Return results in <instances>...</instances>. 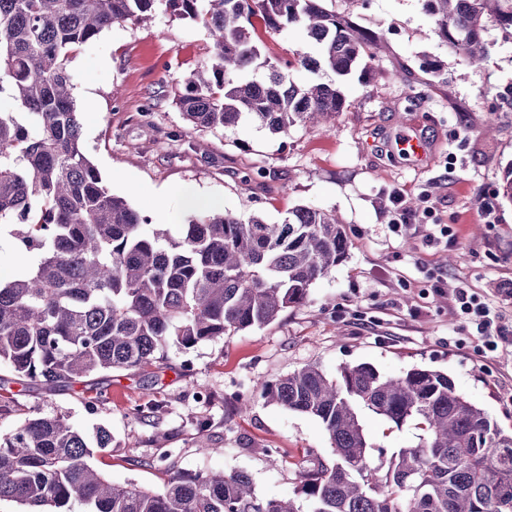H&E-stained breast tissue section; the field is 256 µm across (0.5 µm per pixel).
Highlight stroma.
<instances>
[{"label":"stroma","mask_w":512,"mask_h":512,"mask_svg":"<svg viewBox=\"0 0 512 512\" xmlns=\"http://www.w3.org/2000/svg\"><path fill=\"white\" fill-rule=\"evenodd\" d=\"M324 6L388 46L367 71L341 78L291 71L299 84L315 77L341 87L347 108L327 130L294 127L273 137L248 121L188 130L175 99L207 61L210 40L201 24L173 18L161 2L151 24L116 25L74 49L68 74L84 147L112 194L174 237L195 215L183 201L187 189L210 201L212 212L258 214L271 224L298 206L332 209L349 250L312 286L306 303L261 328L188 350L168 348L162 372L98 373L69 388L17 384L1 366L10 403L0 410V434L54 415L88 433L106 426L112 446L95 453V467L111 482L152 489L165 479L151 459L153 440L162 435L175 450L176 469L244 471L260 497L293 498L295 463L332 462L330 437L318 419L259 399L255 385L308 363L330 377L359 363L386 375L414 366L440 370L512 431V345L488 351L455 301L458 288H469L512 335V201L497 193L512 164V35L489 27L490 58L476 73L438 36L420 0H324ZM256 33L274 60L313 49L296 27L274 33L260 25ZM431 60L440 62V73L426 72ZM490 110L498 114L493 133L466 126L467 117ZM408 125L432 145L424 161L386 148ZM396 192L412 204L395 230ZM485 201L493 203V216L483 213ZM151 400L160 405L156 413L132 415L135 405ZM201 420L209 423L202 433ZM363 423L389 451L419 441L411 421L398 428L367 412Z\"/></svg>","instance_id":"stroma-1"}]
</instances>
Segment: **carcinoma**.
<instances>
[{
  "instance_id": "1",
  "label": "carcinoma",
  "mask_w": 512,
  "mask_h": 512,
  "mask_svg": "<svg viewBox=\"0 0 512 512\" xmlns=\"http://www.w3.org/2000/svg\"><path fill=\"white\" fill-rule=\"evenodd\" d=\"M158 0H0V94L22 111L0 112V230L23 269L0 282V364L16 380L78 384L112 370L162 362L165 349L275 322L347 253L332 210L296 207L280 224L208 213L178 238L111 194L83 146L67 73L77 46L127 21L145 23ZM200 23L210 59L176 99L194 130L249 119L272 135L330 128L346 100L336 83L299 85L293 68L346 76L386 43L323 0H163ZM438 35L474 70L489 56L487 21L512 29V0H421ZM272 32L296 26L316 55L273 62L253 19ZM261 78L254 74L261 70ZM256 390L268 402L317 418L335 459L295 464L301 502L257 495L245 471L186 473L156 444L160 490L116 485L97 472L95 450L112 447L103 426L89 436L63 416L27 420L0 435V500L24 512H512V432L456 389L448 374L412 367L397 377L344 365L330 378L306 365ZM396 427L416 421L419 443L384 456L363 411Z\"/></svg>"
}]
</instances>
